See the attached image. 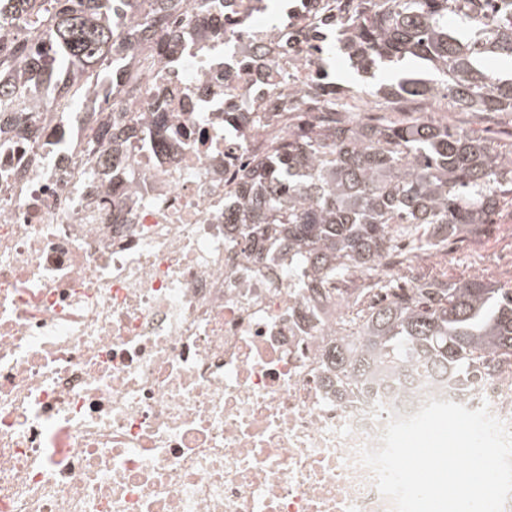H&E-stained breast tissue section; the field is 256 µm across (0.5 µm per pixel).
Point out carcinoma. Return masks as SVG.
<instances>
[{
    "label": "carcinoma",
    "instance_id": "carcinoma-1",
    "mask_svg": "<svg viewBox=\"0 0 512 512\" xmlns=\"http://www.w3.org/2000/svg\"><path fill=\"white\" fill-rule=\"evenodd\" d=\"M143 0H0L4 25L47 28L42 43L0 42V102L32 88L50 105L84 74L117 73L112 16L140 15ZM144 17L151 35L169 16L197 0H153ZM346 16L340 44L366 72L405 59L431 65L436 78H410L382 93L397 107L440 97L461 112L512 118V78L490 59L512 61V0H336ZM469 33L461 39L448 26ZM329 111L300 120L239 186V210L224 223L259 224L288 243V256L314 274L342 279L349 265L388 254L398 238L420 248L439 239L474 236L512 206V140L495 143L476 129L450 128L429 118L380 121L338 118L339 91L327 92ZM362 312L357 348L332 347L336 380L382 394L407 392L427 380L465 394L490 356L512 360V288L481 276L414 285Z\"/></svg>",
    "mask_w": 512,
    "mask_h": 512
}]
</instances>
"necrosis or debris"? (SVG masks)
<instances>
[{
  "label": "necrosis or debris",
  "mask_w": 512,
  "mask_h": 512,
  "mask_svg": "<svg viewBox=\"0 0 512 512\" xmlns=\"http://www.w3.org/2000/svg\"><path fill=\"white\" fill-rule=\"evenodd\" d=\"M335 24L336 0H205L159 43L125 23L110 110L136 134L93 153L96 92L0 108V512H391L357 459L376 406L456 392L340 391L326 353L433 255L400 246L337 286L224 224L254 157L324 111ZM484 404L512 427V364L488 360L465 402Z\"/></svg>",
  "instance_id": "1"
}]
</instances>
